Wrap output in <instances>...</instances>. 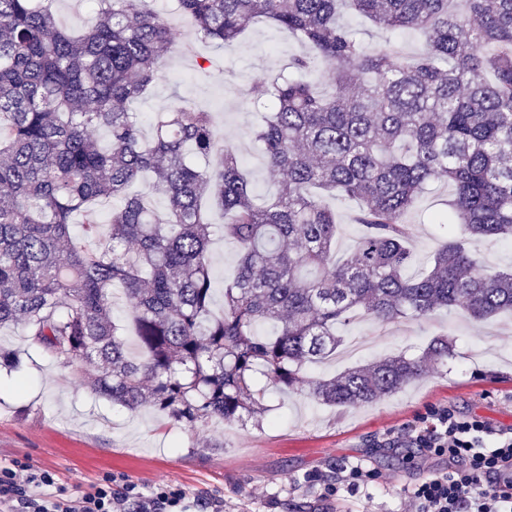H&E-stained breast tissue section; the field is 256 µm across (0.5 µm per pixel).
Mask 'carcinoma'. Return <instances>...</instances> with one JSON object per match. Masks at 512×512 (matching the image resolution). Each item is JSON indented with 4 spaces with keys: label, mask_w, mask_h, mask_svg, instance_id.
<instances>
[{
    "label": "carcinoma",
    "mask_w": 512,
    "mask_h": 512,
    "mask_svg": "<svg viewBox=\"0 0 512 512\" xmlns=\"http://www.w3.org/2000/svg\"><path fill=\"white\" fill-rule=\"evenodd\" d=\"M54 0H0V328L28 349L97 369L98 397L154 408L188 428L264 412L267 386L339 408L417 380L421 360L389 355L329 378L306 367L336 354V326L463 309L480 322L512 313V265L495 271L471 238L512 240V0H176L195 38L215 46L263 20L307 48L263 77L268 112L253 130L276 196L260 200L212 113L179 104L145 138L130 103L162 77L172 46L153 0H94L85 31L61 27ZM424 35L408 62L370 50L341 8ZM330 70V91L306 74ZM107 131L100 144L95 131ZM446 181L448 241L418 275L406 215ZM358 202L356 246L336 256V213L312 189ZM165 199L163 211L153 197ZM208 199L224 212L213 224ZM117 200L108 240L95 205ZM236 243L234 278L212 311L214 235ZM121 290L142 356L112 320ZM261 322L275 332L260 336ZM448 337L424 359L443 362Z\"/></svg>",
    "instance_id": "carcinoma-1"
}]
</instances>
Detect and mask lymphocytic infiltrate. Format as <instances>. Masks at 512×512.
<instances>
[{
	"label": "lymphocytic infiltrate",
	"instance_id": "f902f5d3",
	"mask_svg": "<svg viewBox=\"0 0 512 512\" xmlns=\"http://www.w3.org/2000/svg\"><path fill=\"white\" fill-rule=\"evenodd\" d=\"M401 441L448 460L403 489V512H512V431L493 429L477 416L435 408ZM105 475L78 504L53 490L51 471H34L21 461L0 466V512H193L181 489L163 486L150 494L132 490L112 495Z\"/></svg>",
	"mask_w": 512,
	"mask_h": 512
}]
</instances>
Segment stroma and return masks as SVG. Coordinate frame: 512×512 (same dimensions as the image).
<instances>
[{
  "instance_id": "1",
  "label": "stroma",
  "mask_w": 512,
  "mask_h": 512,
  "mask_svg": "<svg viewBox=\"0 0 512 512\" xmlns=\"http://www.w3.org/2000/svg\"><path fill=\"white\" fill-rule=\"evenodd\" d=\"M156 2L173 29L175 49L162 63L165 78L134 101L132 111L148 125L157 113L184 100L210 110L219 138L246 159L258 193L273 195L278 186L266 177L252 138L265 114L262 79L302 53L303 45L259 22L218 49L194 39L192 24L177 11L175 0ZM202 55L213 57L214 64L205 73H193V61ZM451 193L447 184L433 185L409 215L412 269L445 241L447 227L429 223L428 216L443 210ZM339 332L349 343L365 340L367 350L337 352L333 360L310 367L309 375L328 378L392 354L422 359L439 335L447 336L453 353L443 363L425 361L423 379L371 404L337 409L304 394L286 396L272 389L260 417L194 429L158 411L132 414L93 395L91 367L36 356L20 370H0V465L21 460L49 470L74 500L111 474L117 478L113 493H122L127 484L146 494L169 485L199 501L203 512L216 504L223 512H363L368 505L374 512H400L401 489L448 462L396 447L394 433L442 407L482 416L496 429L512 428L511 317L476 323L461 312L442 310L430 319L383 326L359 318ZM353 462L379 475L368 486L372 502L347 493L320 500L310 477L335 480Z\"/></svg>"
}]
</instances>
